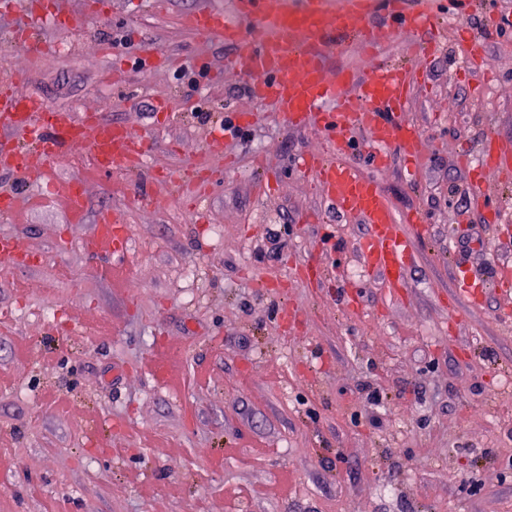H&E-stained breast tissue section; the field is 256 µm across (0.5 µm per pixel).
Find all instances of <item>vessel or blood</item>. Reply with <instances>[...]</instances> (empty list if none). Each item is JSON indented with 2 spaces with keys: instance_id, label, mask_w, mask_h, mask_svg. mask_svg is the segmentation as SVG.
Returning a JSON list of instances; mask_svg holds the SVG:
<instances>
[{
  "instance_id": "b4317fda",
  "label": "vessel or blood",
  "mask_w": 512,
  "mask_h": 512,
  "mask_svg": "<svg viewBox=\"0 0 512 512\" xmlns=\"http://www.w3.org/2000/svg\"><path fill=\"white\" fill-rule=\"evenodd\" d=\"M26 24L10 34L24 50L48 54L45 43L32 34L43 26L78 24L93 17L99 0H86L81 15L60 16L47 0H24ZM233 14L201 8L185 14L188 29L223 38L234 51L224 60L225 69L245 79L254 97L273 102L296 126H308L326 136L330 155L303 158L300 171L312 177L324 200L337 212L355 217L369 227L356 251L369 272L390 295L405 286V274L415 257L414 244L427 234V220L417 212H396L377 182L360 173L348 160L358 135H365L366 156L374 167L390 160L391 147H399L407 161L422 153L423 133L404 119V108L414 89L417 60L394 65L378 60L380 48L398 33L420 34L431 30L441 16L465 23L475 0H232ZM343 42L358 43L375 56L364 74L347 66L330 67L331 50ZM0 125L31 133L33 150L52 163L63 161L86 129H93L89 145L92 166L103 173L116 164L137 169L151 151L147 132L110 123L94 110L81 118L52 110L35 98H19L0 91ZM30 150V151H33ZM29 150L0 144V168L19 173L33 183L42 182L43 170L30 169ZM484 162L496 173L512 169V152L486 142ZM64 204L72 223H80L87 209L85 193L74 185L64 188ZM87 249L120 261L130 249L127 226L121 214L103 212ZM0 257L32 263L34 254L15 239L0 238Z\"/></svg>"
}]
</instances>
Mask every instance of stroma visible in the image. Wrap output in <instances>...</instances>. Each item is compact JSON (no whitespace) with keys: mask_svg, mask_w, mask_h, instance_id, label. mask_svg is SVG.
<instances>
[{"mask_svg":"<svg viewBox=\"0 0 512 512\" xmlns=\"http://www.w3.org/2000/svg\"><path fill=\"white\" fill-rule=\"evenodd\" d=\"M206 6L231 2L107 0L100 18L44 28L59 50L40 61L6 38L22 0H0V82L25 66L26 93L49 108L93 109L153 141L137 173L50 166L57 185L84 180L83 223L57 199L0 221L38 257L0 262V512H512V302L490 284L448 319L454 273L512 261V238L459 203L482 140L512 149V30L485 38L480 91L450 21L433 53L404 34L382 49L424 69L406 113L425 136L419 166L396 150L382 169L350 157L395 210L429 221L393 297L354 256L367 226L297 169L323 138L241 92L224 71L232 46L182 26ZM95 38L128 44L101 55ZM151 52L204 71L197 92L148 74ZM242 111L250 141L224 136L235 161H212L209 132ZM212 165L223 174L194 205L151 178ZM262 170L279 192L260 199ZM105 208L135 223L117 264L83 247Z\"/></svg>","mask_w":512,"mask_h":512,"instance_id":"35a3bbf8","label":"stroma"}]
</instances>
